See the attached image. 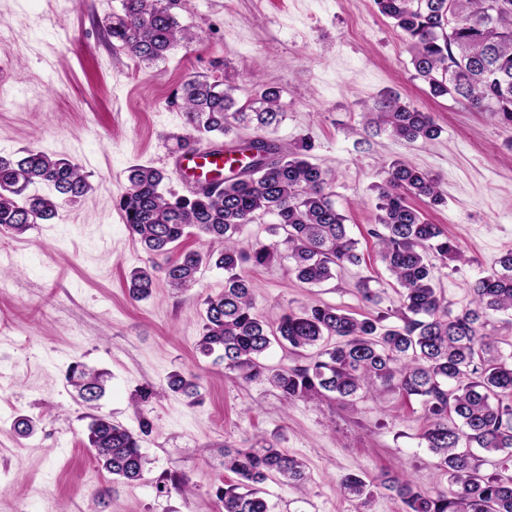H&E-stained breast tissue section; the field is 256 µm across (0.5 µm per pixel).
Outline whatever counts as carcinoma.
I'll return each instance as SVG.
<instances>
[{"instance_id": "cac0c4a2", "label": "carcinoma", "mask_w": 512, "mask_h": 512, "mask_svg": "<svg viewBox=\"0 0 512 512\" xmlns=\"http://www.w3.org/2000/svg\"><path fill=\"white\" fill-rule=\"evenodd\" d=\"M408 46L415 77L434 98L463 100L477 112H491L512 129V0H375ZM112 38L140 62L164 59L194 34L180 26L162 0H122V14L112 17ZM236 88L197 76L181 85L188 134L181 148L201 146L211 135L229 136L239 127L257 135L246 143L252 160L224 178L219 189L196 196H167L168 174L141 165L130 167L119 210L129 234L149 255V264L133 267L126 277L135 301L149 298L157 279L187 294L196 288L204 266L224 270V288L204 299L199 352L218 354L224 368L249 383L266 380L285 402L334 398L352 405L382 388L414 396L429 421L422 440L438 457L449 492L424 490L396 475L381 487L401 499L406 512H512V477L485 474L472 449L512 463V351L488 328L491 312L512 313V250L494 261L472 285L471 307L453 313L438 293L432 258L461 260L459 246L430 224L410 198L442 205L438 181L395 160L382 168L377 214L370 235L377 254L400 288L402 324L384 326V316L367 317L335 306L302 307L274 320L259 314L252 282L241 273L247 263L265 265L281 255L299 283L321 285L336 272L360 262L357 240L349 236L347 217L332 200L333 178L309 159L307 143L289 147L273 137L283 120L281 91L263 85L241 103ZM376 127L408 143H427L441 129L431 113L391 90L380 93L364 114ZM46 187L51 194H42ZM92 190L79 166L41 150L20 157L0 155V229L22 235L52 219L62 203H76ZM265 216L276 240L241 246L243 227ZM197 233L209 249L180 250ZM277 343L294 352L317 349L304 365L271 369L261 358ZM68 382L85 403L104 394L100 376L73 369ZM168 390L186 398L199 395L191 374L174 372ZM88 447L102 467L118 479H143L146 464L142 437L153 423L143 416L139 432L96 416L88 427ZM224 469L238 481L226 484L217 498L220 512H271L260 485L306 479L305 465L271 443L224 451ZM369 484L349 474L342 493L361 503Z\"/></svg>"}]
</instances>
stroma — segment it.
<instances>
[{
    "instance_id": "35a3bbf8",
    "label": "stroma",
    "mask_w": 512,
    "mask_h": 512,
    "mask_svg": "<svg viewBox=\"0 0 512 512\" xmlns=\"http://www.w3.org/2000/svg\"><path fill=\"white\" fill-rule=\"evenodd\" d=\"M121 0H0V155L36 148L78 163L93 186L24 235L0 231V512H216L217 490L235 483L224 450L258 439L299 457L307 481L263 484L272 512H403L377 487L367 504L346 498L345 475H407L423 489H448L421 435L420 402L396 390L354 405L334 399L284 403L267 381L243 384L223 361L201 355L207 294L224 286L206 267L192 294L158 284L131 301L125 277L148 256L129 235L116 202L127 170H167L186 135L181 83L203 76L236 87L282 92L277 138L309 140L310 159L334 178L336 207L347 217L363 262L320 287L297 282L288 263L244 266L257 311L273 319L321 304L397 324L400 295L368 230L381 168L401 160L436 178L447 202L422 206L429 223L456 240L463 261L435 260V284L453 311L468 306L472 283L512 248V129L464 103L432 98L416 79L404 36L373 0H176L173 11L195 33L189 46L150 64L112 38ZM393 90L432 113L442 132L409 144L363 128L376 96ZM371 277L382 301L363 300ZM106 375L103 397L85 406L68 383L71 366ZM197 375L200 395L165 394L168 374ZM149 387L152 433L141 481L113 482L87 446L88 425L106 416L130 429L137 390ZM37 419L29 437L18 416ZM187 476L188 491L175 489Z\"/></svg>"
}]
</instances>
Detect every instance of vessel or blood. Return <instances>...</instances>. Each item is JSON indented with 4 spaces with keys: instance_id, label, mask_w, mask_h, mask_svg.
Here are the masks:
<instances>
[{
    "instance_id": "vessel-or-blood-1",
    "label": "vessel or blood",
    "mask_w": 512,
    "mask_h": 512,
    "mask_svg": "<svg viewBox=\"0 0 512 512\" xmlns=\"http://www.w3.org/2000/svg\"><path fill=\"white\" fill-rule=\"evenodd\" d=\"M240 160L234 148L229 145H208L194 151L172 155L173 167L182 175L187 192L200 193L212 188L219 172Z\"/></svg>"
}]
</instances>
